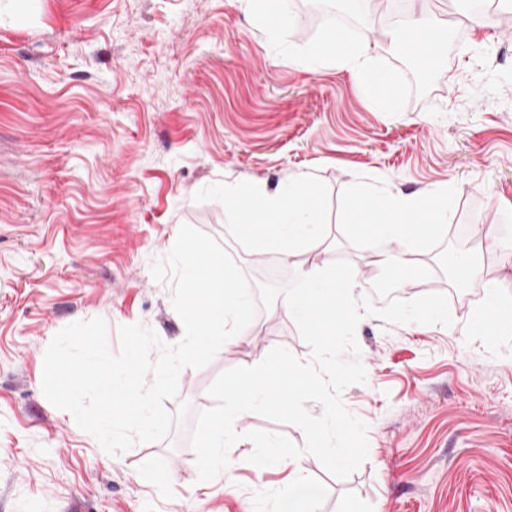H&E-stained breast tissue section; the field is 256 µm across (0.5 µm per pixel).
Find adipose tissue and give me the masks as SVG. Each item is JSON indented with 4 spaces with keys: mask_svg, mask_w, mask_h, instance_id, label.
<instances>
[{
    "mask_svg": "<svg viewBox=\"0 0 512 512\" xmlns=\"http://www.w3.org/2000/svg\"><path fill=\"white\" fill-rule=\"evenodd\" d=\"M388 46L404 55L417 58L427 64L444 54V42L435 28L428 12L414 8L409 18L392 26L387 33ZM312 55L319 60H327L350 69L361 76L365 95L383 108L391 107L397 97L393 83L380 81L372 76L370 64L360 52L355 50L341 34L328 32L312 49Z\"/></svg>",
    "mask_w": 512,
    "mask_h": 512,
    "instance_id": "1",
    "label": "adipose tissue"
}]
</instances>
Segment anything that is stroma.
Instances as JSON below:
<instances>
[{
	"label": "stroma",
	"instance_id": "35a3bbf8",
	"mask_svg": "<svg viewBox=\"0 0 512 512\" xmlns=\"http://www.w3.org/2000/svg\"><path fill=\"white\" fill-rule=\"evenodd\" d=\"M354 28L302 24L281 0L257 25L246 0H0V512H253L257 489L288 485L231 453L234 485L197 479L189 438L207 390L225 370L277 345L309 348L280 305L203 368L184 369L167 399L166 439L109 455L41 381L45 350L67 325L102 318L185 335L171 283L156 282L181 226L218 239L251 285L296 273L229 236L200 189L249 181L272 193L316 175L331 202L356 175L401 194L455 187L451 224L480 225L477 289L457 295L442 272L453 324L389 326L366 316L356 337L367 381L342 402L368 425L369 455L347 478L303 455L328 489L320 512H512V333L467 334L487 289L512 303V5L430 0L447 43L433 65L388 50L385 29L409 0H356ZM340 30L399 89L392 108L366 98L350 71L310 56ZM313 256L348 260L356 296L376 270L373 249L347 242L330 212ZM165 467L170 483L145 473Z\"/></svg>",
	"mask_w": 512,
	"mask_h": 512
}]
</instances>
